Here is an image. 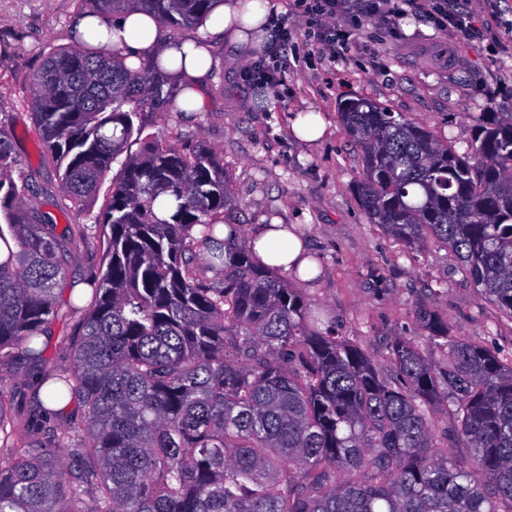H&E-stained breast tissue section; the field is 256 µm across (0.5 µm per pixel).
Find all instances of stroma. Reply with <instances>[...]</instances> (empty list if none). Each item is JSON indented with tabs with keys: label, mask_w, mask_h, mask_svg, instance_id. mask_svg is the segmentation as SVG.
<instances>
[{
	"label": "stroma",
	"mask_w": 512,
	"mask_h": 512,
	"mask_svg": "<svg viewBox=\"0 0 512 512\" xmlns=\"http://www.w3.org/2000/svg\"><path fill=\"white\" fill-rule=\"evenodd\" d=\"M479 32L468 37L405 16L398 36L376 25L357 33L359 46L329 58L302 18L288 53L282 98L245 82L247 63L224 40L194 30L212 56L204 84L205 108L177 113L167 105L145 112L150 139L192 147L205 141L224 156L236 205L227 221L251 235L263 224L300 230L317 266L303 282L310 312L352 338L376 364L395 336L419 338L420 309L448 323L450 335L493 344L512 356V319L484 300L461 266L439 246L416 252L371 224L358 204L362 173L358 148L341 123V100L362 97L424 126L458 152L469 147L484 113H512V0H473ZM79 0H0V128L14 133V152L33 178L29 205L57 212L58 224L92 215L74 208L61 191L63 170L46 161L30 105V86L48 52L72 46ZM301 112L321 113L327 126L317 143L293 138ZM71 319L56 318L44 336L39 361H0V401L14 421L12 440L27 428H63L80 434L81 404L49 409L39 387L43 375L70 368Z\"/></svg>",
	"instance_id": "obj_1"
}]
</instances>
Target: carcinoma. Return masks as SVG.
I'll use <instances>...</instances> for the list:
<instances>
[{"mask_svg": "<svg viewBox=\"0 0 512 512\" xmlns=\"http://www.w3.org/2000/svg\"><path fill=\"white\" fill-rule=\"evenodd\" d=\"M80 2L138 8L174 32L200 28L223 0ZM177 93L159 62L131 70L115 44L49 52L30 101L63 193L91 204L142 134L143 107ZM338 111L371 223L418 251L444 244L512 318V114L489 113L460 154L369 99ZM30 192L0 129V359L42 356L88 238L85 224L57 231L26 206ZM232 206L224 156L204 143L126 156L94 217L107 246L85 279L91 300L67 306L72 368L45 379L52 398L82 404L83 436L16 447L0 401V512H512V357L421 309L446 361L396 336L383 377L349 337L311 329L300 289L248 244L224 247Z\"/></svg>", "mask_w": 512, "mask_h": 512, "instance_id": "obj_1", "label": "carcinoma"}]
</instances>
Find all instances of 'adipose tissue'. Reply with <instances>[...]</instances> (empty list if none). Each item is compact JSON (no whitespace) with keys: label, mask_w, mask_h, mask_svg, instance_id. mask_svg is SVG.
Listing matches in <instances>:
<instances>
[{"label":"adipose tissue","mask_w":512,"mask_h":512,"mask_svg":"<svg viewBox=\"0 0 512 512\" xmlns=\"http://www.w3.org/2000/svg\"><path fill=\"white\" fill-rule=\"evenodd\" d=\"M280 9L278 0H224L210 14L205 27L211 35L226 40L248 57L262 49L269 20ZM72 30L92 45L121 42L124 62L130 69H139L149 60L160 61L163 67L176 71L186 87L180 99L183 111H203V82L212 66L207 46L196 45L191 38L183 39L181 46H174L163 40L157 19L139 11L82 14L74 19ZM248 243L264 264L297 274L302 281L310 278L306 245L285 225H262Z\"/></svg>","instance_id":"obj_1"}]
</instances>
